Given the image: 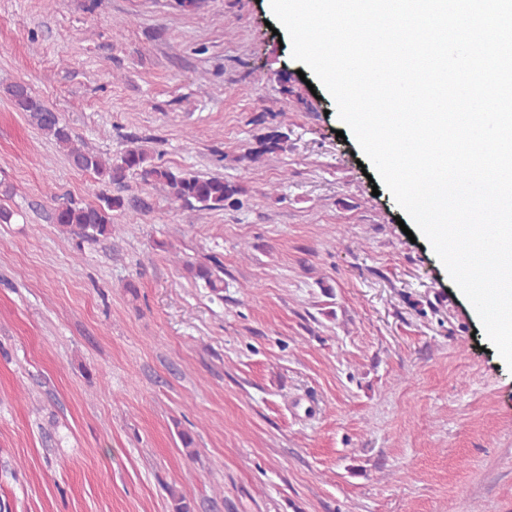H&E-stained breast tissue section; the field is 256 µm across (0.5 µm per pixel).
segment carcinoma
Instances as JSON below:
<instances>
[{
	"mask_svg": "<svg viewBox=\"0 0 512 512\" xmlns=\"http://www.w3.org/2000/svg\"><path fill=\"white\" fill-rule=\"evenodd\" d=\"M14 108L26 115L28 122L47 140L61 149L70 164L82 171L92 173L99 180L119 188L125 187L127 176L138 171L146 181L159 183L168 189L176 202L198 210H222L224 207H240L241 197L247 190L240 184L222 177H200L188 170L172 169L151 164V152L142 147H131L115 161L104 159L86 148L74 134L62 114L22 82H13L4 88ZM288 135L273 132L262 137L259 146L243 156L254 162L261 156L284 150ZM58 201L55 208V223L61 230L86 242H98L112 237L114 213L118 212L130 220L137 218V211H129L121 195L98 194L96 201L87 202L72 196L53 195ZM192 278L218 296L224 288V266L218 260L213 264L187 265Z\"/></svg>",
	"mask_w": 512,
	"mask_h": 512,
	"instance_id": "carcinoma-1",
	"label": "carcinoma"
}]
</instances>
